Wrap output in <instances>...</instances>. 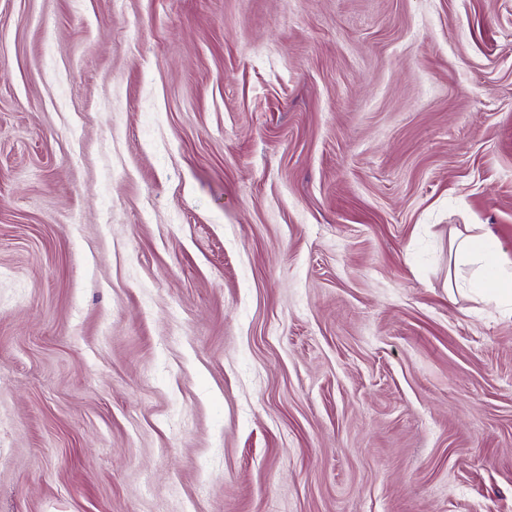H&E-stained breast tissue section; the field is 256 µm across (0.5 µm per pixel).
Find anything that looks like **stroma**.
I'll list each match as a JSON object with an SVG mask.
<instances>
[{
    "label": "stroma",
    "instance_id": "obj_1",
    "mask_svg": "<svg viewBox=\"0 0 512 512\" xmlns=\"http://www.w3.org/2000/svg\"><path fill=\"white\" fill-rule=\"evenodd\" d=\"M512 0H0V512H512ZM482 224H466L452 241L456 263L473 268L471 287L503 299H512V261L502 257L492 236L483 231ZM493 269L495 275L487 276Z\"/></svg>",
    "mask_w": 512,
    "mask_h": 512
}]
</instances>
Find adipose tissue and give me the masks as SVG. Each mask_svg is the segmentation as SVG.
<instances>
[{"label": "adipose tissue", "instance_id": "ef3b65f1", "mask_svg": "<svg viewBox=\"0 0 512 512\" xmlns=\"http://www.w3.org/2000/svg\"><path fill=\"white\" fill-rule=\"evenodd\" d=\"M455 262L473 269L471 286L477 291L512 299V261L502 257L482 225L469 224L452 241Z\"/></svg>", "mask_w": 512, "mask_h": 512}]
</instances>
